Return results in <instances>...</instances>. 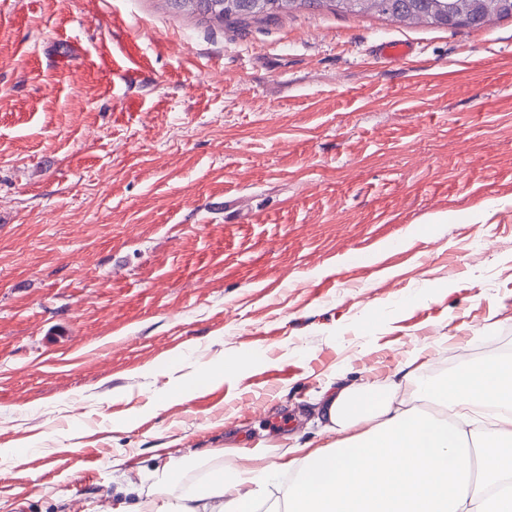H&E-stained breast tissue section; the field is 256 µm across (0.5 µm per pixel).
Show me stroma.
I'll list each match as a JSON object with an SVG mask.
<instances>
[{
    "label": "stroma",
    "mask_w": 512,
    "mask_h": 512,
    "mask_svg": "<svg viewBox=\"0 0 512 512\" xmlns=\"http://www.w3.org/2000/svg\"><path fill=\"white\" fill-rule=\"evenodd\" d=\"M382 40L416 54L373 61ZM495 345L512 18L241 30L164 0H0V512H112L162 448L195 449L185 480L240 448L277 462L323 445L326 382Z\"/></svg>",
    "instance_id": "35a3bbf8"
}]
</instances>
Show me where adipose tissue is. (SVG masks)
Listing matches in <instances>:
<instances>
[{"label":"adipose tissue","instance_id":"obj_1","mask_svg":"<svg viewBox=\"0 0 512 512\" xmlns=\"http://www.w3.org/2000/svg\"><path fill=\"white\" fill-rule=\"evenodd\" d=\"M418 357L396 380L326 386L315 422L326 443L293 448L278 468H232L170 497L166 469L131 512H261L275 472H291L288 512H512V363L460 364L446 381L420 377ZM441 405L435 417L399 399L402 383Z\"/></svg>","mask_w":512,"mask_h":512}]
</instances>
